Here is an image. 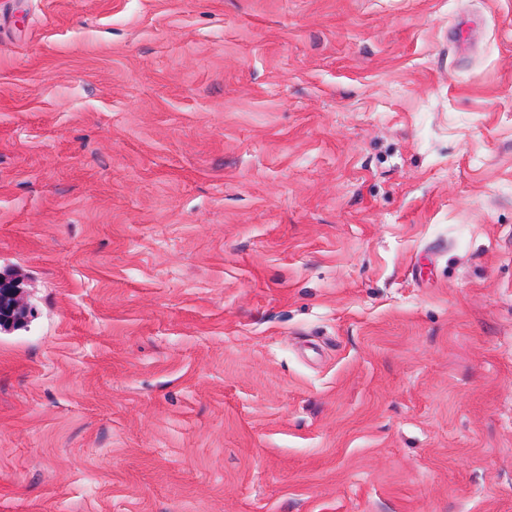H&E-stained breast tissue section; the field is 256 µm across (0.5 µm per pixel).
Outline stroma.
I'll use <instances>...</instances> for the list:
<instances>
[{
	"label": "stroma",
	"instance_id": "35a3bbf8",
	"mask_svg": "<svg viewBox=\"0 0 512 512\" xmlns=\"http://www.w3.org/2000/svg\"><path fill=\"white\" fill-rule=\"evenodd\" d=\"M0 512H512V0H0ZM30 308L21 287L0 273V332L24 327L29 322Z\"/></svg>",
	"mask_w": 512,
	"mask_h": 512
}]
</instances>
